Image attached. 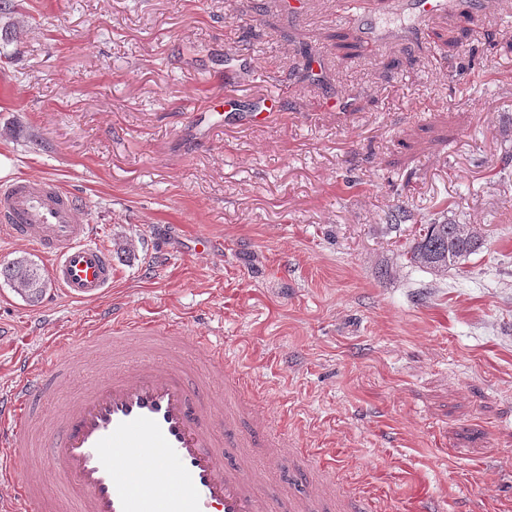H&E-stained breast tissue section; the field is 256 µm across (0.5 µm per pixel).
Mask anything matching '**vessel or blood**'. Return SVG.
Instances as JSON below:
<instances>
[{
  "label": "vessel or blood",
  "mask_w": 512,
  "mask_h": 512,
  "mask_svg": "<svg viewBox=\"0 0 512 512\" xmlns=\"http://www.w3.org/2000/svg\"><path fill=\"white\" fill-rule=\"evenodd\" d=\"M407 10L435 17L450 0H406ZM74 194L58 181L23 178L0 186V234L34 246L52 261L51 274L67 295L99 298L112 284V258L89 244L91 227L76 219ZM159 337L161 357L148 354L143 341ZM186 342L171 321L143 322L108 317L94 338L101 381L66 399L61 412L39 413L28 399L48 386L62 388L71 375L69 355L50 357L45 367L22 365L19 384L0 395V446L24 445L19 459L0 461V512H359L356 496L337 493L324 475L311 478L302 494L281 491L260 496L249 464L224 462L215 402L193 390ZM267 420H253L238 447L266 435L265 453L289 452L288 443L269 437ZM60 463L65 482L78 499L35 484L16 481L17 467Z\"/></svg>",
  "instance_id": "obj_1"
}]
</instances>
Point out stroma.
<instances>
[{
	"mask_svg": "<svg viewBox=\"0 0 512 512\" xmlns=\"http://www.w3.org/2000/svg\"><path fill=\"white\" fill-rule=\"evenodd\" d=\"M17 0L0 15V156L58 180L112 256L92 301L0 277V393L88 344L105 313L222 343L256 415L389 512H512V0L407 16L360 0ZM360 44L339 52L330 33ZM317 63L296 79L301 46ZM347 109H338L339 99ZM258 118L241 123L240 113ZM412 218L386 227L391 209ZM480 227L447 277L403 265L416 228ZM212 241L198 250L199 238ZM304 460L262 463L260 495Z\"/></svg>",
	"mask_w": 512,
	"mask_h": 512,
	"instance_id": "1",
	"label": "stroma"
}]
</instances>
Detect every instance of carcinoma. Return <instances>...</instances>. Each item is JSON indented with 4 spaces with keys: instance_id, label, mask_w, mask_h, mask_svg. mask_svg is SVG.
I'll list each match as a JSON object with an SVG mask.
<instances>
[{
    "instance_id": "carcinoma-1",
    "label": "carcinoma",
    "mask_w": 512,
    "mask_h": 512,
    "mask_svg": "<svg viewBox=\"0 0 512 512\" xmlns=\"http://www.w3.org/2000/svg\"><path fill=\"white\" fill-rule=\"evenodd\" d=\"M454 11L463 18L456 23V28L464 37L472 21L471 0H455ZM484 243L481 231L472 224L434 221L420 225L401 257L408 267L427 269L436 276L444 277L448 271L458 268L479 252ZM0 273L17 294L33 303L45 291L46 282L41 270L31 262L18 260Z\"/></svg>"
}]
</instances>
